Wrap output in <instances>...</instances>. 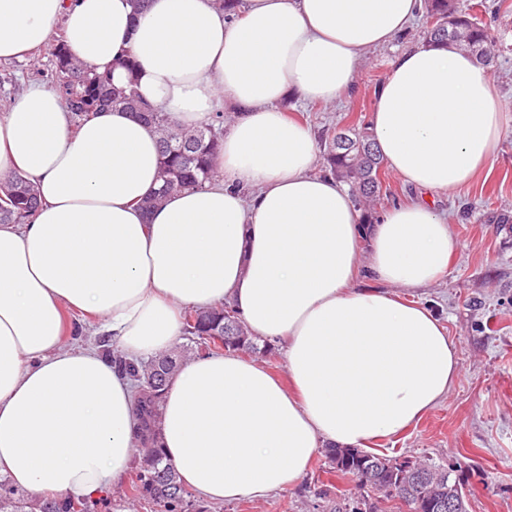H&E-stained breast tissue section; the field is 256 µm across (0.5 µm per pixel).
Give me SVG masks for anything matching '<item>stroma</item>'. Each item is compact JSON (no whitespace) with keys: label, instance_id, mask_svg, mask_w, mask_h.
I'll use <instances>...</instances> for the list:
<instances>
[{"label":"stroma","instance_id":"1","mask_svg":"<svg viewBox=\"0 0 512 512\" xmlns=\"http://www.w3.org/2000/svg\"><path fill=\"white\" fill-rule=\"evenodd\" d=\"M475 2L474 15L497 42L488 70L508 104L501 149L476 178L440 197L461 248L438 281L409 293L446 326L461 370L446 401L398 437L372 442L369 451L456 468L466 482L468 512H512V224L491 220L512 212V0ZM420 41V25L412 23L393 46L362 52L355 87L339 102L313 111L291 99L288 115L318 134L368 123L396 51ZM53 74L45 48L30 59L0 62V113L27 83H53ZM357 492L355 477L328 469L320 453L299 485L269 499L206 504L196 497L192 503L209 512H330L333 501Z\"/></svg>","mask_w":512,"mask_h":512}]
</instances>
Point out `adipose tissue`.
Listing matches in <instances>:
<instances>
[{
	"label": "adipose tissue",
	"instance_id": "obj_1",
	"mask_svg": "<svg viewBox=\"0 0 512 512\" xmlns=\"http://www.w3.org/2000/svg\"><path fill=\"white\" fill-rule=\"evenodd\" d=\"M422 0H0V61L54 37L73 58L134 78L182 127L220 104L235 118L218 177L144 208L160 181L152 128L109 108L74 125L32 82L0 113V179L32 183L31 223L0 225V473L39 497L98 500L140 448L132 380L98 348L65 345L67 314L128 361L182 334L185 309L230 304L252 339L284 344L287 382L236 352L184 363L160 401L159 441L211 502L297 485L323 448L399 435L447 397L460 360L406 290L435 283L460 249L435 206L406 201L375 224L349 188L314 173L315 134L284 101L331 104L365 49L389 46ZM134 58V73L121 62ZM505 105L468 54L397 53L369 127L404 184L445 194L496 157Z\"/></svg>",
	"mask_w": 512,
	"mask_h": 512
}]
</instances>
